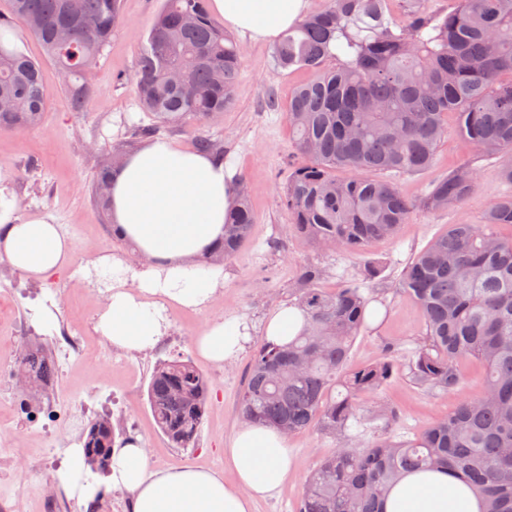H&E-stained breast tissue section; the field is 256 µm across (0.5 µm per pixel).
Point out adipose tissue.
Instances as JSON below:
<instances>
[{
	"label": "adipose tissue",
	"instance_id": "1",
	"mask_svg": "<svg viewBox=\"0 0 512 512\" xmlns=\"http://www.w3.org/2000/svg\"><path fill=\"white\" fill-rule=\"evenodd\" d=\"M227 27L253 39L277 36L304 14L306 0H211ZM232 173L222 159L158 136L131 153L112 176V220L142 258L131 267L118 257H98L94 267L110 276L97 328L113 345L152 350L166 325L163 305H207L224 281V269L198 258L224 236L233 204ZM73 240L50 219L22 216L15 196L0 187V258L38 283L69 265ZM248 326L237 318L207 325L195 336L200 355L217 365L243 349ZM224 457L236 475L229 486L219 473L198 467L156 470L145 448L131 442L113 451L110 474L98 480L84 467L83 450L72 447L57 477L73 496L94 498L101 487L132 497L133 512H252L271 496L293 465L287 439L278 430L247 425L232 438ZM469 487L443 471L406 474L392 487L385 512H480Z\"/></svg>",
	"mask_w": 512,
	"mask_h": 512
}]
</instances>
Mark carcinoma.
I'll return each instance as SVG.
<instances>
[{"instance_id":"obj_1","label":"carcinoma","mask_w":512,"mask_h":512,"mask_svg":"<svg viewBox=\"0 0 512 512\" xmlns=\"http://www.w3.org/2000/svg\"><path fill=\"white\" fill-rule=\"evenodd\" d=\"M388 0H328L302 17L273 47L277 69L304 68L312 78L288 101L295 152L280 196L295 235L315 246L362 255L395 236L418 208L437 212L464 204L475 192V168L465 163L433 183L419 203L383 173L428 169L459 116L464 141L500 159L512 185V0H457L432 13L412 0L405 21L386 17ZM120 0H9L0 29L22 24L64 82L71 112L86 111L87 76L122 23ZM242 51L211 18L206 0H165L137 50L140 107L163 123L200 125L233 104ZM42 63L0 41V130L25 128L45 112ZM101 169L99 199L109 198ZM224 222V241L209 260H227L250 234L255 215L241 181ZM512 193L488 206L482 224H454L406 264L400 291L420 307L424 332L405 363L421 389L448 395L465 382L462 363L484 366L483 390L414 438H379L342 446L308 477L296 512H383L388 489L404 474L445 469L482 500V512H512ZM384 266L370 262L334 292L319 287L325 270L299 267L291 289L303 329L288 344L264 341L253 352L238 396L246 422L291 436L310 429L348 437L367 420L393 425L382 408L365 418L362 396L387 385L399 370L394 348L374 363L347 367L355 338L368 328L373 284ZM27 415L50 411L37 393L54 384L51 351L30 347L22 357ZM209 384L192 360H158L147 399L161 434L175 448L195 441ZM115 426L105 414L83 436L85 464L110 472Z\"/></svg>"}]
</instances>
